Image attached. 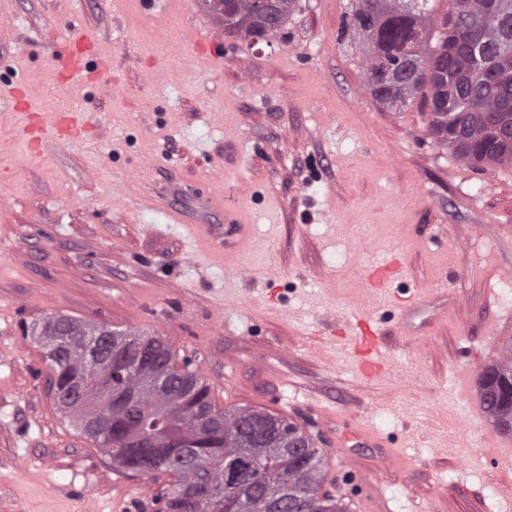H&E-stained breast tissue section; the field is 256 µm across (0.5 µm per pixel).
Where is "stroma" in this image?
I'll return each mask as SVG.
<instances>
[{"instance_id":"obj_1","label":"stroma","mask_w":512,"mask_h":512,"mask_svg":"<svg viewBox=\"0 0 512 512\" xmlns=\"http://www.w3.org/2000/svg\"><path fill=\"white\" fill-rule=\"evenodd\" d=\"M349 0H299L271 43L222 35L207 68L202 0H0V512H152L168 478L114 468L53 401L33 333L49 315L160 337L194 358L219 408L287 418L319 438L348 512H512L498 470L460 436L490 432L478 382L512 342V166L473 167L429 132L424 93L400 110L364 86L337 41ZM82 30L109 77L62 84L50 56ZM29 111L87 115L76 145L16 133ZM175 204L239 200L246 244L218 261L147 189ZM402 254L374 320L387 368L363 378L342 334L368 301L361 269ZM447 307L403 337L400 303ZM360 418L397 458L336 450L318 407Z\"/></svg>"}]
</instances>
